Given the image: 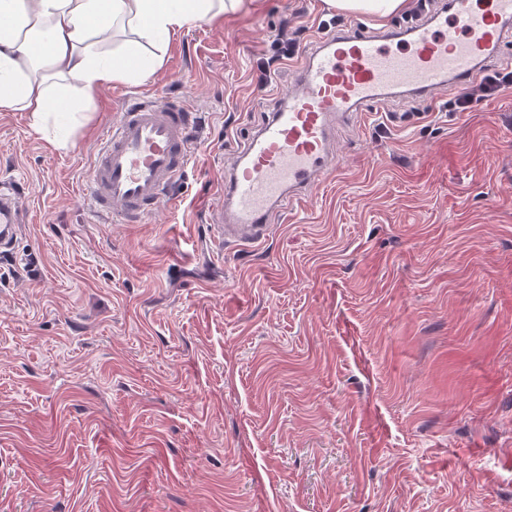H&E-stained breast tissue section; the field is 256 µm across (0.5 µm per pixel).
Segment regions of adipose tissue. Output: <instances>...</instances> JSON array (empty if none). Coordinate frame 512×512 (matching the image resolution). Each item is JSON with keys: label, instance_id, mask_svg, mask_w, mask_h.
<instances>
[{"label": "adipose tissue", "instance_id": "ef3b65f1", "mask_svg": "<svg viewBox=\"0 0 512 512\" xmlns=\"http://www.w3.org/2000/svg\"><path fill=\"white\" fill-rule=\"evenodd\" d=\"M244 0H0V112H26L35 132L49 115L72 124L85 119L60 81L80 82L85 95L145 73L144 41L168 42L171 33L237 12ZM136 40L112 54L100 43L114 26Z\"/></svg>", "mask_w": 512, "mask_h": 512}]
</instances>
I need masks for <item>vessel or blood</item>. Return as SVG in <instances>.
Returning a JSON list of instances; mask_svg holds the SVG:
<instances>
[{
	"label": "vessel or blood",
	"instance_id": "obj_1",
	"mask_svg": "<svg viewBox=\"0 0 512 512\" xmlns=\"http://www.w3.org/2000/svg\"><path fill=\"white\" fill-rule=\"evenodd\" d=\"M449 18L400 31L361 25L330 31L293 65V87L241 148L224 174L214 223L217 243L266 240L273 213L304 198L336 171L337 120L388 95L467 86L503 59L512 36V0H448ZM193 106L158 94L125 99L101 138L83 201L94 213L139 223L175 206L171 194L194 161ZM18 181L0 174V252L11 250L23 222Z\"/></svg>",
	"mask_w": 512,
	"mask_h": 512
}]
</instances>
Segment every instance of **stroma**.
I'll return each mask as SVG.
<instances>
[{"label":"stroma","mask_w":512,"mask_h":512,"mask_svg":"<svg viewBox=\"0 0 512 512\" xmlns=\"http://www.w3.org/2000/svg\"><path fill=\"white\" fill-rule=\"evenodd\" d=\"M324 0L175 32L102 87L67 147L0 112L25 222L0 269V512H512V94L387 97L257 246L213 244L224 172ZM188 97L195 164L140 224L80 198L123 98Z\"/></svg>","instance_id":"35a3bbf8"}]
</instances>
